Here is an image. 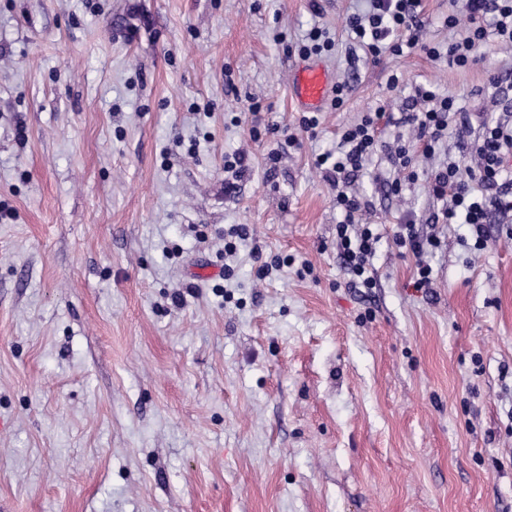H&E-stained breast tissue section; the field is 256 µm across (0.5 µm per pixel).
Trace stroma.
<instances>
[{
	"label": "stroma",
	"mask_w": 512,
	"mask_h": 512,
	"mask_svg": "<svg viewBox=\"0 0 512 512\" xmlns=\"http://www.w3.org/2000/svg\"><path fill=\"white\" fill-rule=\"evenodd\" d=\"M366 7L0 0V512H512V239L430 226L426 174L455 136L400 194L383 153L355 181L382 235L369 289L315 165L419 83L497 116L512 51L354 61ZM461 10L422 0L424 42ZM314 26L349 91L312 136L289 90ZM273 125L298 140L274 164ZM408 217L442 240L426 292L392 239ZM233 224L249 238L228 255Z\"/></svg>",
	"instance_id": "obj_1"
}]
</instances>
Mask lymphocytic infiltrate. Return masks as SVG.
<instances>
[{
    "label": "lymphocytic infiltrate",
    "instance_id": "1",
    "mask_svg": "<svg viewBox=\"0 0 512 512\" xmlns=\"http://www.w3.org/2000/svg\"><path fill=\"white\" fill-rule=\"evenodd\" d=\"M370 8L352 14L347 29L353 44L371 58L382 54L401 55L415 50L439 57L438 48L427 47L420 39L423 26L421 0H368ZM467 27H460L456 16H449L448 28L459 29L460 36L449 43L450 66L467 67L477 60V49L486 40L485 19H492L499 41L512 47V0H464ZM508 120L483 123V133L471 139V117L452 96H442L424 87H415L405 109L399 113L377 108L359 122L343 127L336 150L317 156L316 165L335 191L336 206L342 218L336 226V247L340 258L359 288H369L373 278L368 262L381 240L374 225L363 222L367 204L352 189L367 163L382 148L379 126H408L416 130L424 156H435L445 134H456L464 154L458 161H446L431 168L430 190L442 201L434 213L433 224H465L470 228L474 249H484L488 241L491 211L512 210V105L503 107ZM396 246L418 260L415 288L432 285V269L424 262L426 253L441 245L437 235H420L412 220L396 225L392 235Z\"/></svg>",
    "mask_w": 512,
    "mask_h": 512
}]
</instances>
